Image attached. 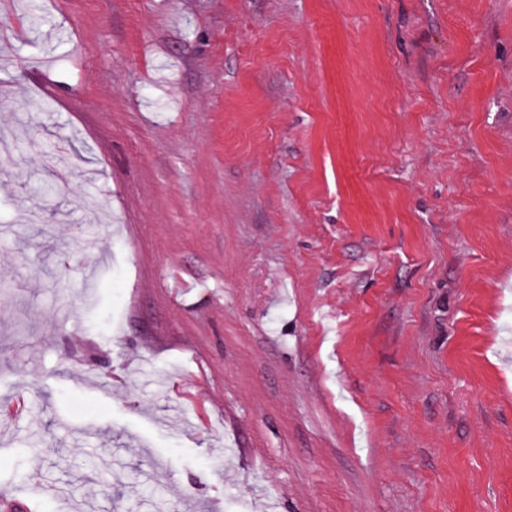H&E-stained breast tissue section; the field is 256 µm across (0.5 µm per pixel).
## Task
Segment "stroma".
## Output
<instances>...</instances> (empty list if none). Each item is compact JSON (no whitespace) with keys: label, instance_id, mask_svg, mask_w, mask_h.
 Segmentation results:
<instances>
[{"label":"stroma","instance_id":"35a3bbf8","mask_svg":"<svg viewBox=\"0 0 512 512\" xmlns=\"http://www.w3.org/2000/svg\"><path fill=\"white\" fill-rule=\"evenodd\" d=\"M0 46V494L512 512V0H0Z\"/></svg>","mask_w":512,"mask_h":512}]
</instances>
